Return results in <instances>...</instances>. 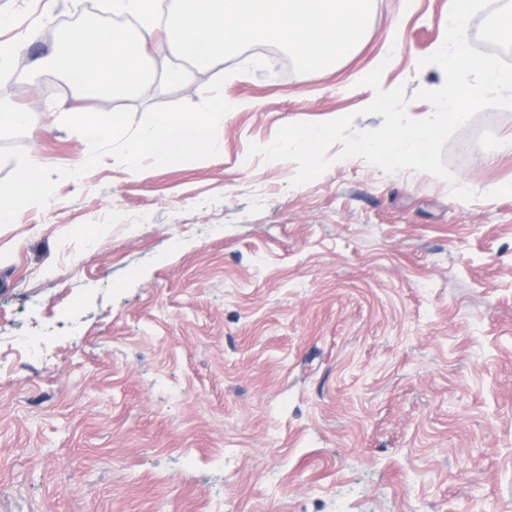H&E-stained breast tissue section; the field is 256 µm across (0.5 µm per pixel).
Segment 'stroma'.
Segmentation results:
<instances>
[{
  "instance_id": "1",
  "label": "stroma",
  "mask_w": 512,
  "mask_h": 512,
  "mask_svg": "<svg viewBox=\"0 0 512 512\" xmlns=\"http://www.w3.org/2000/svg\"><path fill=\"white\" fill-rule=\"evenodd\" d=\"M450 6L373 0L363 39L311 74L256 45L175 84L152 49L145 94L101 102L23 76L61 20L101 8L0 0L16 46L0 102L32 114L0 146L43 166L83 152L61 122L76 111L139 121L223 73L252 102L219 122L217 157L136 173L108 157L0 227V512H512V111L445 145L450 182L361 159L296 186L295 164L248 154L289 123L378 128L359 81L379 65L431 114L414 94L445 76L419 61ZM256 57L270 70L240 72Z\"/></svg>"
}]
</instances>
